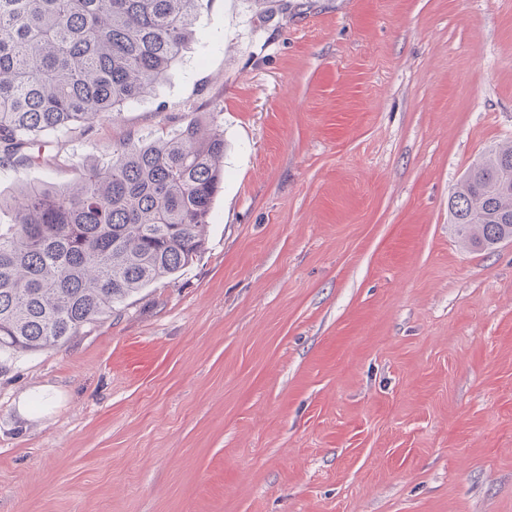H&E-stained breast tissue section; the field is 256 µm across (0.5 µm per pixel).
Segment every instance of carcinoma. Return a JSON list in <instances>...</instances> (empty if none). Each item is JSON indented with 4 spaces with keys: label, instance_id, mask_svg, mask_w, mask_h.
<instances>
[{
    "label": "carcinoma",
    "instance_id": "cac0c4a2",
    "mask_svg": "<svg viewBox=\"0 0 512 512\" xmlns=\"http://www.w3.org/2000/svg\"><path fill=\"white\" fill-rule=\"evenodd\" d=\"M204 0H0V164L131 107L167 77ZM224 180V131L191 119L127 142L80 181L21 186L0 224V355L60 347L201 251ZM464 244L512 238V144L448 202Z\"/></svg>",
    "mask_w": 512,
    "mask_h": 512
}]
</instances>
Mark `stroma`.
Instances as JSON below:
<instances>
[{
  "instance_id": "1",
  "label": "stroma",
  "mask_w": 512,
  "mask_h": 512,
  "mask_svg": "<svg viewBox=\"0 0 512 512\" xmlns=\"http://www.w3.org/2000/svg\"><path fill=\"white\" fill-rule=\"evenodd\" d=\"M166 80L0 194L189 119L178 275L0 363V512H512V240L448 199L512 140V0H209Z\"/></svg>"
}]
</instances>
